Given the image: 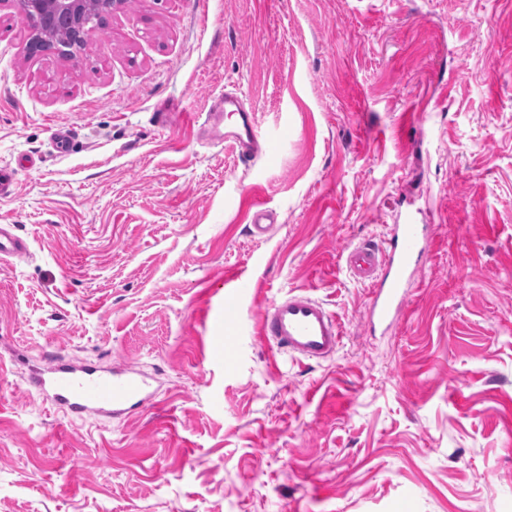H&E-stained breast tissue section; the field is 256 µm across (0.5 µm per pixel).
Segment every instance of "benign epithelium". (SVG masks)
<instances>
[{
  "instance_id": "benign-epithelium-1",
  "label": "benign epithelium",
  "mask_w": 512,
  "mask_h": 512,
  "mask_svg": "<svg viewBox=\"0 0 512 512\" xmlns=\"http://www.w3.org/2000/svg\"><path fill=\"white\" fill-rule=\"evenodd\" d=\"M22 20H40L45 35L33 31L28 53L53 51L74 59L96 32L98 21L120 12L125 0H14Z\"/></svg>"
}]
</instances>
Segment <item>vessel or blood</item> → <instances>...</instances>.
Instances as JSON below:
<instances>
[{"instance_id":"vessel-or-blood-1","label":"vessel or blood","mask_w":512,"mask_h":512,"mask_svg":"<svg viewBox=\"0 0 512 512\" xmlns=\"http://www.w3.org/2000/svg\"><path fill=\"white\" fill-rule=\"evenodd\" d=\"M213 140L229 143L243 158L270 151L261 139L241 92L228 91L218 98L204 120ZM431 242V227L405 222L395 225L386 244L365 240L348 251L346 266L351 276L372 290L368 324L392 326L401 317L414 273L421 267ZM25 240L11 224H0V261L28 256ZM258 332L265 343L291 358L322 361L333 356L342 332L322 303L303 291L292 290L275 300L259 317ZM37 393L68 415L94 418L108 416L127 421L152 403L156 390L135 365L119 364L104 369L64 358L30 379Z\"/></svg>"}]
</instances>
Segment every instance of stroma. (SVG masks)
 Segmentation results:
<instances>
[{
	"label": "stroma",
	"instance_id": "35a3bbf8",
	"mask_svg": "<svg viewBox=\"0 0 512 512\" xmlns=\"http://www.w3.org/2000/svg\"><path fill=\"white\" fill-rule=\"evenodd\" d=\"M28 38L0 0V224L30 251L0 263V512H512V0H128L78 61ZM235 88L276 152L188 121ZM408 218L436 236L373 334L344 252ZM292 289L333 358L258 336ZM59 355L138 364L154 404L58 412L28 378Z\"/></svg>",
	"mask_w": 512,
	"mask_h": 512
}]
</instances>
